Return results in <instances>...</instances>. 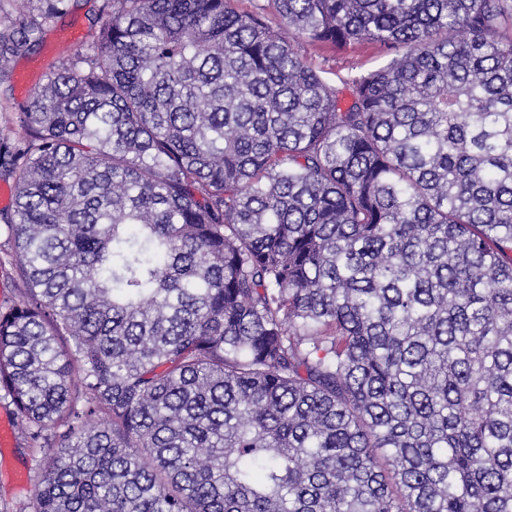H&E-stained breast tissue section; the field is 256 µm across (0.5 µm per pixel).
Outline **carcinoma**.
<instances>
[{"instance_id": "1", "label": "carcinoma", "mask_w": 512, "mask_h": 512, "mask_svg": "<svg viewBox=\"0 0 512 512\" xmlns=\"http://www.w3.org/2000/svg\"><path fill=\"white\" fill-rule=\"evenodd\" d=\"M236 2L103 0L0 138L32 512H512V0ZM301 53L329 85L342 87L343 80L384 66L392 55L373 46L328 49L307 42L300 44Z\"/></svg>"}]
</instances>
